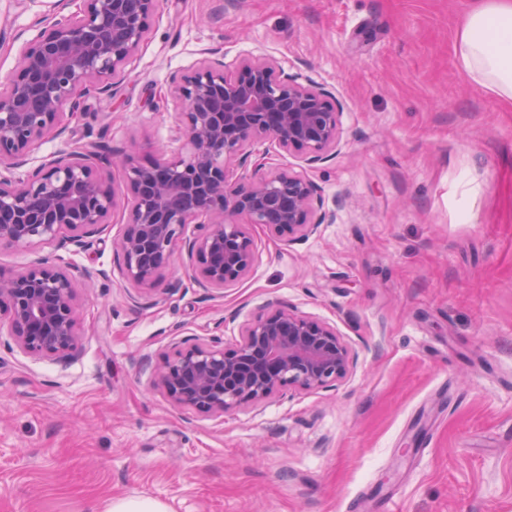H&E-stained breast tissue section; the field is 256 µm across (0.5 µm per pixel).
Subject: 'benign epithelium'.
<instances>
[{"mask_svg": "<svg viewBox=\"0 0 512 512\" xmlns=\"http://www.w3.org/2000/svg\"><path fill=\"white\" fill-rule=\"evenodd\" d=\"M70 2L76 10L47 22L0 82V169L10 173L27 166L41 142L62 135L85 98L113 94L157 6ZM276 68L272 59L251 58L229 73L222 62L203 61L172 80L186 144L156 163L91 145L53 154L18 177L0 175V247L90 249L116 209L104 172L118 168L130 209L115 247L134 306L150 299L178 248L199 287L221 292L238 284L255 261L250 225L293 241L335 219L317 212L309 178L269 165L272 152H300L310 166L323 161L339 129L326 91L298 74L280 78ZM258 141L269 144L260 154ZM189 224L197 225L191 236ZM79 324L67 266L42 259L20 274L0 272V331L24 354L71 361ZM351 365V348L334 326L271 301L230 345L221 336L173 342L155 384L172 406L221 418L282 391L331 387Z\"/></svg>", "mask_w": 512, "mask_h": 512, "instance_id": "obj_1", "label": "benign epithelium"}]
</instances>
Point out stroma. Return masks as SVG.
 Masks as SVG:
<instances>
[{"mask_svg": "<svg viewBox=\"0 0 512 512\" xmlns=\"http://www.w3.org/2000/svg\"><path fill=\"white\" fill-rule=\"evenodd\" d=\"M474 0H158L112 96L86 100L31 153L177 148L172 75L206 56L269 57L339 112L327 161L305 171L336 221L287 241L251 233L256 261L221 293L175 256L132 307L112 241L62 252L81 303L78 357L34 359L0 335V512H512V103L473 85L455 38ZM69 0H0V79ZM279 300L352 349L336 386L221 418L152 389L174 337L238 338ZM109 512H167L168 509L151 499H123L112 503Z\"/></svg>", "mask_w": 512, "mask_h": 512, "instance_id": "35a3bbf8", "label": "stroma"}]
</instances>
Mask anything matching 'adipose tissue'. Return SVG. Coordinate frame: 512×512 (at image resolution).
I'll use <instances>...</instances> for the list:
<instances>
[{"mask_svg": "<svg viewBox=\"0 0 512 512\" xmlns=\"http://www.w3.org/2000/svg\"><path fill=\"white\" fill-rule=\"evenodd\" d=\"M455 53L474 85L512 103V0H476L459 26Z\"/></svg>", "mask_w": 512, "mask_h": 512, "instance_id": "obj_1", "label": "adipose tissue"}]
</instances>
